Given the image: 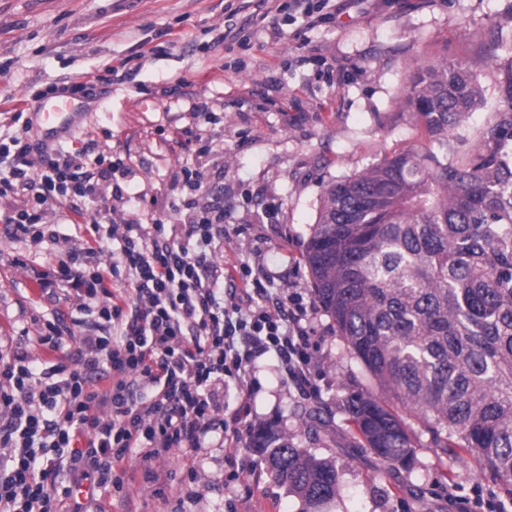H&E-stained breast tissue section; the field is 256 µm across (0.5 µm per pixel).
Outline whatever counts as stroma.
Returning a JSON list of instances; mask_svg holds the SVG:
<instances>
[{"label":"stroma","instance_id":"35a3bbf8","mask_svg":"<svg viewBox=\"0 0 512 512\" xmlns=\"http://www.w3.org/2000/svg\"><path fill=\"white\" fill-rule=\"evenodd\" d=\"M288 0H0V135L15 112L35 114L52 86H74L88 116L61 144L82 161L122 158L135 202L77 198L52 205L60 238L87 237L74 211L112 207L128 218L184 222L173 206L181 167L200 170L224 209V266L260 281L255 301L300 293L312 329L318 391L289 385L277 356L256 360L246 427L270 425L343 473L334 512H498L505 497L472 456L417 449L391 468L343 409L361 379L301 260L325 184L360 171L416 136L399 102L410 66L448 59L482 73L489 100L512 75V0H341L330 19L286 11ZM244 29L224 44L227 10ZM212 143L200 154L197 141ZM51 241H16L0 224V352L64 363L37 338L56 321L81 334L89 316L64 287L41 291L57 265ZM123 492L104 512H300L261 458L213 435L152 463L133 456Z\"/></svg>","mask_w":512,"mask_h":512}]
</instances>
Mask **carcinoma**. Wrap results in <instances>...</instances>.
Returning a JSON list of instances; mask_svg holds the SVG:
<instances>
[{"mask_svg": "<svg viewBox=\"0 0 512 512\" xmlns=\"http://www.w3.org/2000/svg\"><path fill=\"white\" fill-rule=\"evenodd\" d=\"M487 105L470 146L466 120ZM402 106L420 144L330 180L301 259L368 378L344 404L367 446L390 467L412 466L423 441L467 454L512 494V76L490 105L476 70L424 62ZM245 448L300 512L336 501L342 472L287 434L259 425Z\"/></svg>", "mask_w": 512, "mask_h": 512, "instance_id": "1", "label": "carcinoma"}]
</instances>
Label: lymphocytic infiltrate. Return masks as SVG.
I'll list each match as a JSON object with an SVG mask.
<instances>
[{
  "label": "lymphocytic infiltrate",
  "instance_id": "f902f5d3",
  "mask_svg": "<svg viewBox=\"0 0 512 512\" xmlns=\"http://www.w3.org/2000/svg\"><path fill=\"white\" fill-rule=\"evenodd\" d=\"M25 130L0 138V196L26 193L23 208L0 213L16 240L44 233L45 207L96 195L123 161L97 175L71 151L33 152ZM186 222L92 219L80 251L61 256L54 278L72 284L94 319L67 351L68 364L41 367L0 355V512H103L75 501L82 481L122 491L130 449L144 459L204 447L210 432L239 435L257 355L280 358L302 392L313 386L310 329L301 296L264 305L250 288L224 289L219 259L224 211L209 200L202 174L181 170ZM119 249H111V241ZM238 406L221 417L225 380ZM71 485L57 486L60 472Z\"/></svg>",
  "mask_w": 512,
  "mask_h": 512
}]
</instances>
